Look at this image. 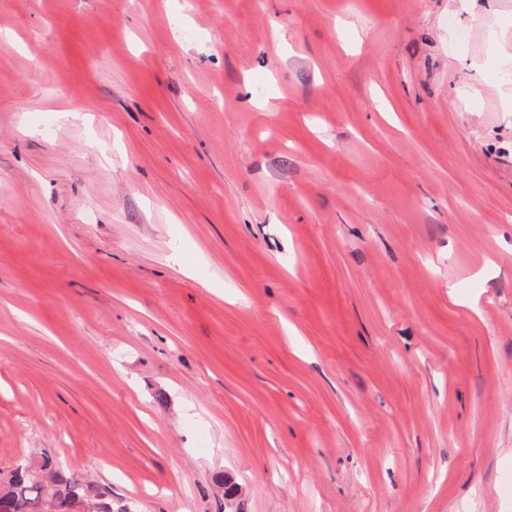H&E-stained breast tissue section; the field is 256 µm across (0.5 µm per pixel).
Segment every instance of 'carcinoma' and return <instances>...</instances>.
<instances>
[{
	"mask_svg": "<svg viewBox=\"0 0 512 512\" xmlns=\"http://www.w3.org/2000/svg\"><path fill=\"white\" fill-rule=\"evenodd\" d=\"M78 499L85 512H113L106 486L61 466L46 450L36 463L22 461L0 475V512H71Z\"/></svg>",
	"mask_w": 512,
	"mask_h": 512,
	"instance_id": "1",
	"label": "carcinoma"
}]
</instances>
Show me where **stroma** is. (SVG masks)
<instances>
[{
    "label": "stroma",
    "instance_id": "stroma-1",
    "mask_svg": "<svg viewBox=\"0 0 512 512\" xmlns=\"http://www.w3.org/2000/svg\"><path fill=\"white\" fill-rule=\"evenodd\" d=\"M509 55L512 0H0V472L512 512Z\"/></svg>",
    "mask_w": 512,
    "mask_h": 512
}]
</instances>
